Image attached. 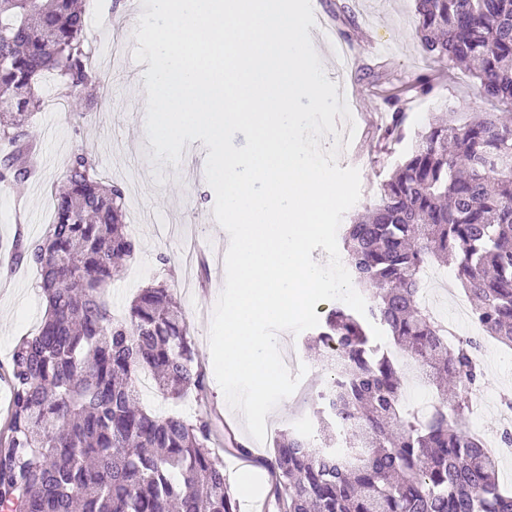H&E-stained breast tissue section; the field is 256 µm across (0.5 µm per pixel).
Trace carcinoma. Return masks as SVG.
Returning a JSON list of instances; mask_svg holds the SVG:
<instances>
[{"label": "carcinoma", "instance_id": "carcinoma-1", "mask_svg": "<svg viewBox=\"0 0 512 512\" xmlns=\"http://www.w3.org/2000/svg\"><path fill=\"white\" fill-rule=\"evenodd\" d=\"M425 54L477 63L478 93L512 107V0H415ZM77 0H0V182L22 184L36 145L28 117L51 73L67 95L92 79ZM384 139L402 137L400 98ZM53 223L39 240L15 236L13 259L40 269L47 302L37 333L12 353L11 407L0 433V512H239L220 453L264 468L275 512H512L494 450L462 429L490 336L512 347V122L456 113L418 134L378 201L348 225L351 277L367 316L328 311L315 344L339 356L338 385L320 394L324 445L292 431L271 457L233 435L209 446L211 419L158 416L138 401L150 375L173 399L206 391L185 318L164 284L140 289L128 316L106 302L116 264L133 258L125 192L83 153L54 188ZM456 264L477 333L454 336L421 301L428 265ZM378 325L427 386L458 383L425 411L404 405L399 361L379 352ZM353 433L345 448L334 435Z\"/></svg>", "mask_w": 512, "mask_h": 512}]
</instances>
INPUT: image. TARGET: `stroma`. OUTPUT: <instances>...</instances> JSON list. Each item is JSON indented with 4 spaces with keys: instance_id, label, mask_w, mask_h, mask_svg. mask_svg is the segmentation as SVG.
I'll list each match as a JSON object with an SVG mask.
<instances>
[{
    "instance_id": "35a3bbf8",
    "label": "stroma",
    "mask_w": 512,
    "mask_h": 512,
    "mask_svg": "<svg viewBox=\"0 0 512 512\" xmlns=\"http://www.w3.org/2000/svg\"><path fill=\"white\" fill-rule=\"evenodd\" d=\"M318 13L331 18L335 28L314 41L324 57L329 81L348 87L353 120H336L342 134L352 142L338 157L340 167L360 172L361 196L346 212L351 222L375 203L381 183L408 152L415 136L443 112L465 117L475 112L501 111L500 103L477 95L469 71L426 57L416 36L414 0H314ZM107 19L87 31L86 46L96 50L112 40L121 19L126 34L120 53L105 74L95 75L79 95L59 99L53 77L40 86L42 111L30 118L28 132L37 144L36 176L24 193L0 183V428L4 427L10 398L11 356L17 342L37 332L46 302L38 287L40 275L34 266L11 264L16 232L36 240L45 234L54 218L52 185L67 175L70 158L78 152L92 155L107 182L125 189L129 230L138 249L135 257L115 278L108 302L115 316H125L138 289L162 282L170 288L189 325L198 359L207 371L204 395L188 393L175 400L160 394L147 376H138L140 402L159 414L212 418L223 424L230 408L212 371L209 330L215 304L225 281L224 229L213 223L215 194L205 180L204 169L174 166L155 159L141 114L147 106L140 82L141 66L133 51L136 17L131 0H107ZM430 76L433 90L412 97L409 87L421 76ZM406 100L405 130L400 141L383 140L391 114L388 98ZM194 245L208 249L205 266L185 275L182 252ZM310 331L293 336L298 362L308 371L299 382L305 399L286 398L283 408L273 410L266 423L278 433L297 429L316 434L321 405L318 391L327 374L321 351L309 346ZM484 380L481 394L500 400L512 392V349L486 340L482 351Z\"/></svg>"
}]
</instances>
